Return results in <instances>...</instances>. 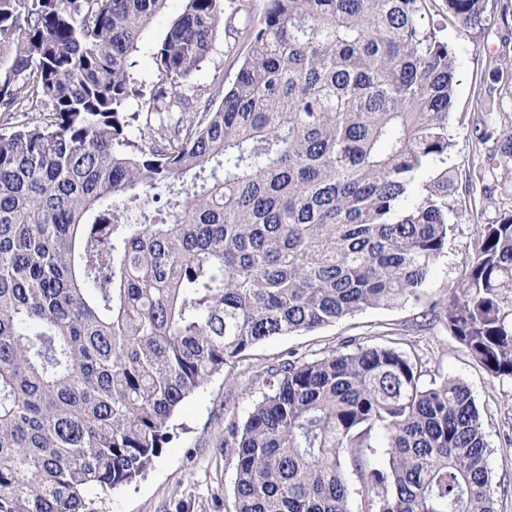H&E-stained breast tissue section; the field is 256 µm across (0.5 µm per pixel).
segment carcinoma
Segmentation results:
<instances>
[{
    "label": "carcinoma",
    "mask_w": 512,
    "mask_h": 512,
    "mask_svg": "<svg viewBox=\"0 0 512 512\" xmlns=\"http://www.w3.org/2000/svg\"><path fill=\"white\" fill-rule=\"evenodd\" d=\"M164 2L0 0V512H99L215 374L420 301L462 184L512 189V57H491L475 132L494 146L463 183L446 164L456 65L427 0H265L254 17L186 0L148 83L134 53ZM487 2L445 0L467 31ZM220 30L247 55L232 82H196ZM418 317L512 381V209ZM426 373L392 345L270 368L244 424L224 420L234 512H352L354 493L362 512H496L471 391Z\"/></svg>",
    "instance_id": "cac0c4a2"
}]
</instances>
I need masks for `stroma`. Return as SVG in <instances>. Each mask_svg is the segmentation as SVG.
Masks as SVG:
<instances>
[{"instance_id":"stroma-1","label":"stroma","mask_w":512,"mask_h":512,"mask_svg":"<svg viewBox=\"0 0 512 512\" xmlns=\"http://www.w3.org/2000/svg\"><path fill=\"white\" fill-rule=\"evenodd\" d=\"M184 7L185 0H166L154 16L136 56V70L144 79H156L152 47ZM487 8L490 21L485 28L465 32L449 15L445 0H428L426 7L427 18L443 22L442 35L455 58L457 77L448 118L453 147L448 165L462 175L487 150L476 136L475 124L481 114V89L490 71L489 56L500 48L506 32L499 0H489ZM246 51L245 42L231 46L226 37H218L198 81L209 80L217 70L225 81H232ZM503 209H512L511 195L490 199L477 193L463 195L459 222L446 254L432 269L421 303L367 309L311 333L264 341L251 348L245 360L214 375L179 408L172 439L155 465L137 483L106 496L103 512H234L235 470L224 448L225 411L246 419L267 390V369L288 360L290 354L318 359L344 350L350 339L363 345L385 343L389 332L399 334L404 350L423 357L432 374L460 380L469 387L485 424L489 466L502 486L495 510L512 512V446L505 443L506 436L512 435V382L489 379L442 326L424 331L416 327L422 304L442 297L448 282L458 277L472 251L476 225L490 223Z\"/></svg>"}]
</instances>
